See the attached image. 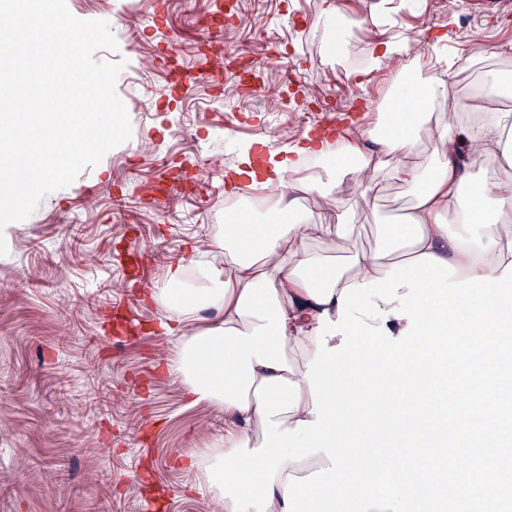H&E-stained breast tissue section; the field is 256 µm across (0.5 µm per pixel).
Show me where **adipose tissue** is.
Here are the masks:
<instances>
[{
  "instance_id": "ef3b65f1",
  "label": "adipose tissue",
  "mask_w": 512,
  "mask_h": 512,
  "mask_svg": "<svg viewBox=\"0 0 512 512\" xmlns=\"http://www.w3.org/2000/svg\"><path fill=\"white\" fill-rule=\"evenodd\" d=\"M422 86L426 110L384 112L388 133L349 132L332 143L307 138L293 155L277 159V191L265 207L270 223L250 216L225 224L211 248L223 264L204 263L189 294L180 271H173L160 293L161 327L178 344L170 371L189 403L223 408L225 451L261 446L254 391L263 379L281 376L300 385L297 410L279 416L284 427L311 420L306 364L317 349L318 317L337 319L345 286L385 277L392 265L425 253L450 262L462 279L497 277L512 263V179L473 175L480 161L512 167V110L492 107L479 122L464 121L452 103L450 69L427 70ZM305 155L354 161L337 169L344 193L333 218L321 224L299 211V195L324 192L321 179L299 177ZM382 183L406 191L408 211L401 222L381 226L368 248L352 249L357 227L351 213ZM464 188L473 199L466 209L459 201ZM205 309L220 312L221 320L185 335L184 327Z\"/></svg>"
}]
</instances>
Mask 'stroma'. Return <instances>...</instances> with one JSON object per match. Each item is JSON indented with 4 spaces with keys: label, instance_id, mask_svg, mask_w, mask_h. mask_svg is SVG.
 <instances>
[{
    "label": "stroma",
    "instance_id": "obj_1",
    "mask_svg": "<svg viewBox=\"0 0 512 512\" xmlns=\"http://www.w3.org/2000/svg\"><path fill=\"white\" fill-rule=\"evenodd\" d=\"M67 0L107 21L136 99L132 135L11 223L0 255V512H221L200 493L223 410L188 405L153 292L224 223L227 179L260 141L282 151L317 120L364 129L401 73L370 59L380 30L455 70L459 107L487 73L512 78V13L481 0ZM407 193L380 185L357 210L355 248L401 220Z\"/></svg>",
    "mask_w": 512,
    "mask_h": 512
}]
</instances>
